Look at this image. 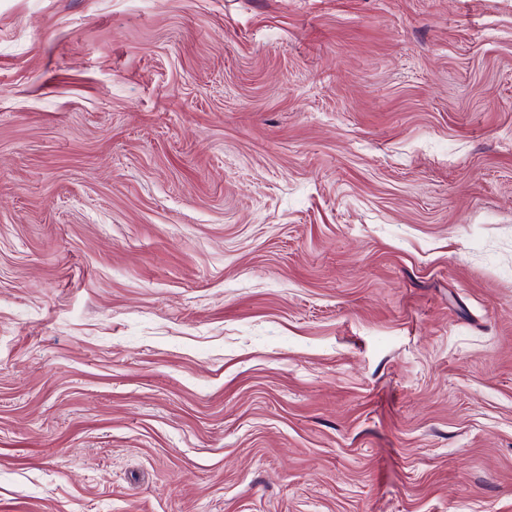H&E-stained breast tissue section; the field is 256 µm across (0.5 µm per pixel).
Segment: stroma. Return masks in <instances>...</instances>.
<instances>
[{
	"instance_id": "stroma-1",
	"label": "stroma",
	"mask_w": 512,
	"mask_h": 512,
	"mask_svg": "<svg viewBox=\"0 0 512 512\" xmlns=\"http://www.w3.org/2000/svg\"><path fill=\"white\" fill-rule=\"evenodd\" d=\"M0 512H512V0H0Z\"/></svg>"
}]
</instances>
